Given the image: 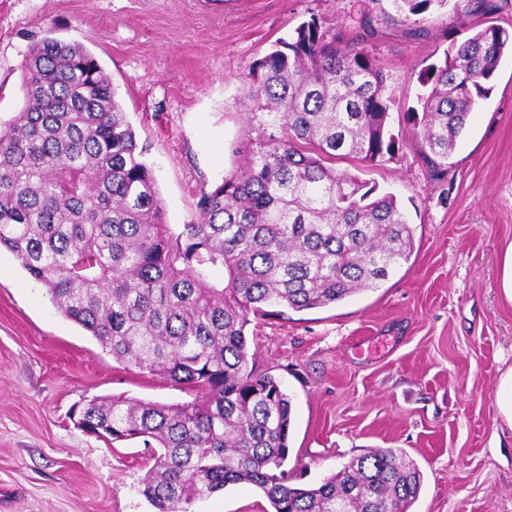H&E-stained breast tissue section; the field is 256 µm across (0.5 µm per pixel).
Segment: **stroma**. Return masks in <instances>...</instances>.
<instances>
[{"label": "stroma", "instance_id": "35a3bbf8", "mask_svg": "<svg viewBox=\"0 0 512 512\" xmlns=\"http://www.w3.org/2000/svg\"><path fill=\"white\" fill-rule=\"evenodd\" d=\"M487 14L429 16L415 35L390 0H0V120L23 108L21 63L46 33L78 41L108 73L147 144L166 220L181 231L202 185L221 182L247 132L244 81L275 41L319 17L359 37L388 76L393 159L337 170L392 193L415 249L380 288L334 305L252 320L260 369L292 398L287 468L315 486L353 458L395 448L420 467L410 512H512V425L495 393L512 367V302L500 287L512 242V60L467 120L442 177H431L405 114L420 70L493 23L512 31V0ZM165 404L191 390L116 362L65 318L17 259L0 251V512H152L140 494L144 448L79 427L95 397ZM252 485H230L196 512H267Z\"/></svg>", "mask_w": 512, "mask_h": 512}]
</instances>
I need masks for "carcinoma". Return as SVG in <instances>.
Here are the masks:
<instances>
[{"label": "carcinoma", "mask_w": 512, "mask_h": 512, "mask_svg": "<svg viewBox=\"0 0 512 512\" xmlns=\"http://www.w3.org/2000/svg\"><path fill=\"white\" fill-rule=\"evenodd\" d=\"M392 4L419 35L432 10L494 9ZM508 54L512 32L487 25L419 72L424 91L407 120L432 173L447 167ZM244 89L240 162L200 191L196 219L176 235L147 146L98 60L76 41L41 38L22 66L24 108L0 124V250L113 358L195 392L184 403L105 397L75 409L87 433L150 449L141 494L155 512H194L239 483L260 489L271 512H408L423 475L394 448L318 487L289 483L291 398L257 367L245 333L271 306L334 305L409 262L414 230L395 196L330 166L400 149L386 75L364 41H338L313 17L253 64Z\"/></svg>", "instance_id": "1"}]
</instances>
